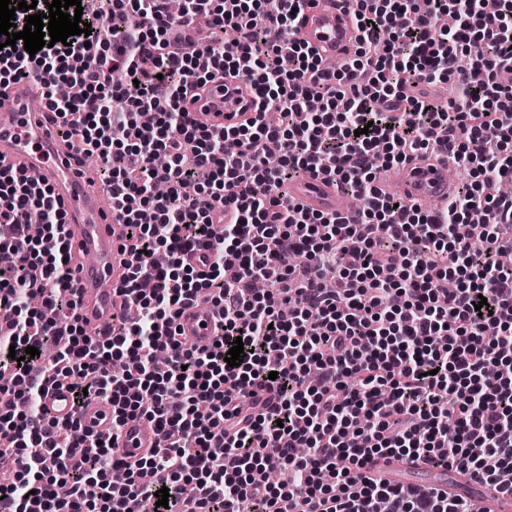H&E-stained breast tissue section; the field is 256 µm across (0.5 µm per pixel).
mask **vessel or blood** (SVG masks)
<instances>
[{
  "label": "vessel or blood",
  "instance_id": "obj_1",
  "mask_svg": "<svg viewBox=\"0 0 512 512\" xmlns=\"http://www.w3.org/2000/svg\"><path fill=\"white\" fill-rule=\"evenodd\" d=\"M299 37L323 59L339 62L354 51L358 33L341 0H316L304 15ZM233 84L231 77H215L202 99L187 102L191 117L210 124L241 123L244 116L238 95L231 91ZM36 95L35 87L26 82L13 84L0 94V163L13 167L34 185L51 188L61 203L67 214V240L76 269L81 316L86 325L99 328L112 320V288L122 281L124 264L131 259L124 249L128 227L113 214L105 191L94 187L93 174L79 164L78 152L59 134L55 113L32 109ZM448 168V162L441 159L415 160L389 170L379 187L386 195L441 200L452 190ZM284 191L311 212L351 213L343 190L332 181L304 178L288 183ZM219 318L218 308L199 301L182 308L175 328L182 341L208 350ZM43 403L49 417L66 420L75 416L84 431L112 434L114 458L134 463L154 455L161 446L150 422L131 419L116 430L111 410L101 402L75 410L67 387L47 385ZM407 465L404 459L373 458L366 473L388 482ZM477 508L479 512H512V495L491 492L478 498Z\"/></svg>",
  "mask_w": 512,
  "mask_h": 512
}]
</instances>
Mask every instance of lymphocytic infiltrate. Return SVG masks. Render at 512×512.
<instances>
[{"label": "lymphocytic infiltrate", "mask_w": 512, "mask_h": 512, "mask_svg": "<svg viewBox=\"0 0 512 512\" xmlns=\"http://www.w3.org/2000/svg\"><path fill=\"white\" fill-rule=\"evenodd\" d=\"M309 2L185 0L173 14L167 0H103L109 37L0 49V87L40 83L79 153L97 156L135 256L111 324L83 335L62 206L0 165V372L27 384L0 413V461L24 460L0 484V512H139L164 487L154 512H474L461 496L372 481L373 456L512 492V372L489 373L512 369V265L500 261L512 199L490 192L512 177V85L498 80L512 70V0H351L360 42L334 67L297 37ZM217 70L248 89L245 124L190 119L185 100ZM67 82L83 96L59 97ZM448 82L458 98L427 94ZM427 154L471 183L436 210L379 193L378 166ZM304 175L358 197L355 220L277 195ZM259 279L268 292H254ZM201 299L223 317L208 351L172 329ZM49 345L52 366L26 354ZM51 382L76 407L111 405L114 426L154 423L163 447L127 465L109 439L72 437L76 419L43 412Z\"/></svg>", "instance_id": "f902f5d3"}]
</instances>
